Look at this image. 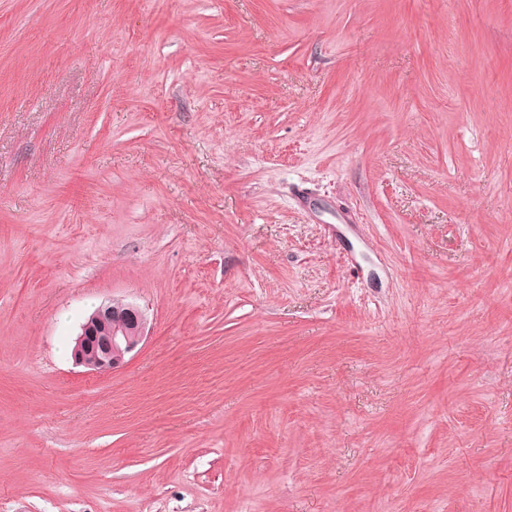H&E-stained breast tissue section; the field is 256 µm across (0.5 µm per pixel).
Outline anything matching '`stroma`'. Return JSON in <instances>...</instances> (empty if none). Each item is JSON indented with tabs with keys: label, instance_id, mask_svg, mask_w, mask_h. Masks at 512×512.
I'll use <instances>...</instances> for the list:
<instances>
[{
	"label": "stroma",
	"instance_id": "35a3bbf8",
	"mask_svg": "<svg viewBox=\"0 0 512 512\" xmlns=\"http://www.w3.org/2000/svg\"><path fill=\"white\" fill-rule=\"evenodd\" d=\"M0 512H512V0H0ZM147 316L136 303L108 300L81 323L71 352L76 366L103 372L118 367L147 336Z\"/></svg>",
	"mask_w": 512,
	"mask_h": 512
}]
</instances>
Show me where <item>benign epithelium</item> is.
<instances>
[{"instance_id":"1","label":"benign epithelium","mask_w":512,"mask_h":512,"mask_svg":"<svg viewBox=\"0 0 512 512\" xmlns=\"http://www.w3.org/2000/svg\"><path fill=\"white\" fill-rule=\"evenodd\" d=\"M147 325L145 311L133 302L101 303L80 325L73 363L95 372L118 367L147 336Z\"/></svg>"}]
</instances>
